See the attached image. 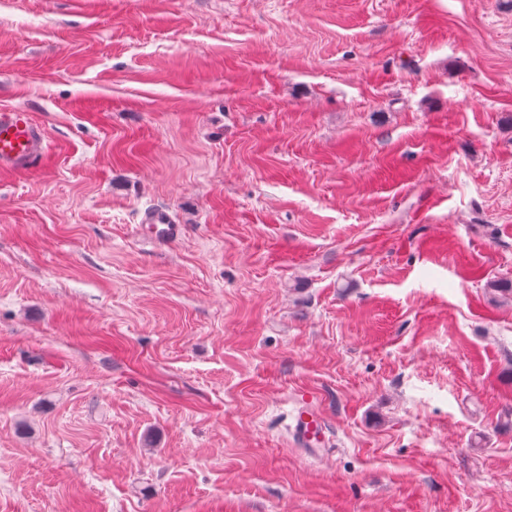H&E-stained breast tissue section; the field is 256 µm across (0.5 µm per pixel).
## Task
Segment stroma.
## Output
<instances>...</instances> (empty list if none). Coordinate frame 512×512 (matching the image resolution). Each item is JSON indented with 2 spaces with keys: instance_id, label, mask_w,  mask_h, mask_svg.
<instances>
[{
  "instance_id": "1",
  "label": "stroma",
  "mask_w": 512,
  "mask_h": 512,
  "mask_svg": "<svg viewBox=\"0 0 512 512\" xmlns=\"http://www.w3.org/2000/svg\"><path fill=\"white\" fill-rule=\"evenodd\" d=\"M1 106L0 512H512V0H0ZM45 129L24 109H0V174L32 169L48 152ZM142 224H149L154 241L176 242L183 234V225L174 224L171 217L163 210H149L144 213ZM325 424L315 406L305 401L294 417V438L310 452H319L325 446Z\"/></svg>"
}]
</instances>
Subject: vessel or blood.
Here are the masks:
<instances>
[{
	"mask_svg": "<svg viewBox=\"0 0 512 512\" xmlns=\"http://www.w3.org/2000/svg\"><path fill=\"white\" fill-rule=\"evenodd\" d=\"M48 152L44 128L26 110L0 109V174H21L32 169ZM143 223L152 229L156 241L175 242L183 234L182 225L162 210L146 211ZM293 435L310 452L325 445V425L311 402H304L294 417Z\"/></svg>",
	"mask_w": 512,
	"mask_h": 512,
	"instance_id": "vessel-or-blood-1",
	"label": "vessel or blood"
}]
</instances>
